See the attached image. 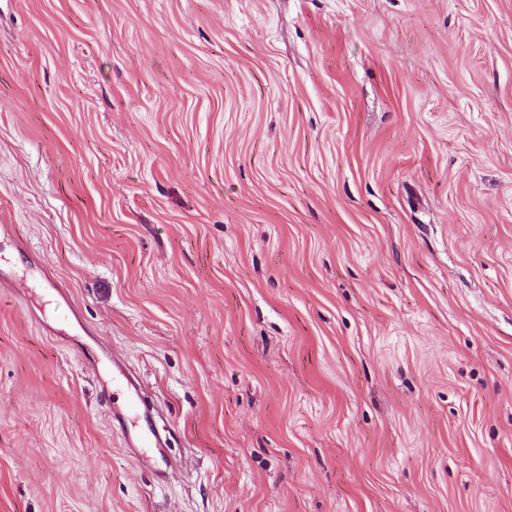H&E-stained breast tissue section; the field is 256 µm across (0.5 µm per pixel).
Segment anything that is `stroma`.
<instances>
[{"instance_id":"1","label":"stroma","mask_w":512,"mask_h":512,"mask_svg":"<svg viewBox=\"0 0 512 512\" xmlns=\"http://www.w3.org/2000/svg\"><path fill=\"white\" fill-rule=\"evenodd\" d=\"M0 512H512V0H0Z\"/></svg>"}]
</instances>
